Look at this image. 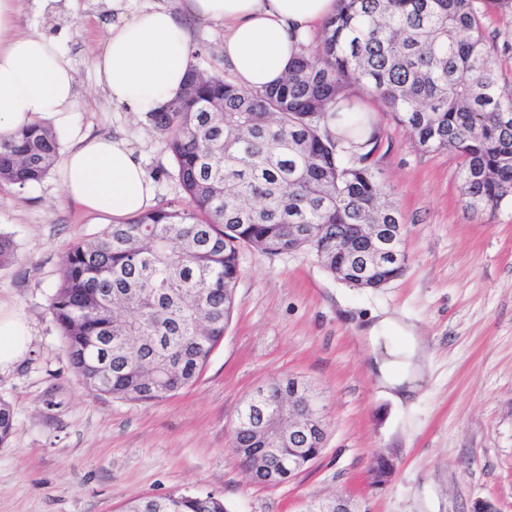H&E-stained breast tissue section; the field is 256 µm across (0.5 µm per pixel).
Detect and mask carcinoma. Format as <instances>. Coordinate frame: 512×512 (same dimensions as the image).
Instances as JSON below:
<instances>
[{"mask_svg":"<svg viewBox=\"0 0 512 512\" xmlns=\"http://www.w3.org/2000/svg\"><path fill=\"white\" fill-rule=\"evenodd\" d=\"M506 12L512 0H337L314 50L273 87L246 91L190 66L192 91L147 119L191 207L148 210L70 245L49 299L84 388L152 403L191 386L229 324L241 248L316 256L353 224L402 223L374 167L379 128L359 89L423 150L459 159L467 212L512 202V89L484 43L485 18ZM58 156L51 128L28 125L0 138V181L38 182ZM290 224L311 235L288 245ZM15 257L0 233V265ZM14 426L0 400V444ZM233 443L273 446L288 466L286 441L241 432ZM165 512L228 509L211 494L172 492Z\"/></svg>","mask_w":512,"mask_h":512,"instance_id":"cac0c4a2","label":"carcinoma"}]
</instances>
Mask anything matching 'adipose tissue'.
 <instances>
[{"label": "adipose tissue", "instance_id": "ef3b65f1", "mask_svg": "<svg viewBox=\"0 0 512 512\" xmlns=\"http://www.w3.org/2000/svg\"><path fill=\"white\" fill-rule=\"evenodd\" d=\"M336 0H185L140 10L112 24L94 68L112 102L140 115L158 111L184 90L192 50L189 23L223 22L225 63L239 87L262 90L286 74L312 28ZM20 0H0V136L42 123L70 130L73 146L59 177L68 200L114 218L146 210L154 185L128 143L92 136L73 120L75 76L58 41L19 27Z\"/></svg>", "mask_w": 512, "mask_h": 512}]
</instances>
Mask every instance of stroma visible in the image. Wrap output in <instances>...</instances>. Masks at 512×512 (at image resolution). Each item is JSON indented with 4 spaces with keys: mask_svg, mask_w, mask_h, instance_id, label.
I'll use <instances>...</instances> for the list:
<instances>
[{
    "mask_svg": "<svg viewBox=\"0 0 512 512\" xmlns=\"http://www.w3.org/2000/svg\"><path fill=\"white\" fill-rule=\"evenodd\" d=\"M112 23L110 0H74L57 12L23 8L22 29L63 34L76 72L75 123L123 138L155 185L152 208L190 201L146 118L112 104L92 56ZM194 65L228 73L224 26H191ZM512 17L485 21V45L512 86ZM381 127L373 160L407 226L402 276L378 288L336 280L308 253L243 249V274L223 340L198 380L142 404L97 396L79 383L47 309L64 253L104 223L64 200L57 174L18 188L0 182V232L16 259L0 266V312L29 331L22 357L0 368V399L15 428L0 445V512H123L180 491L218 496L230 512H300L347 495L368 512H470L479 499L512 512V202L475 216L460 202L458 160L424 152L365 100ZM392 316L423 343L424 379L410 395L380 385L365 328ZM319 394L328 422L322 454L277 486L254 483L232 441L237 411L276 375ZM395 468L372 483L374 456Z\"/></svg>",
    "mask_w": 512,
    "mask_h": 512,
    "instance_id": "obj_1",
    "label": "stroma"
}]
</instances>
